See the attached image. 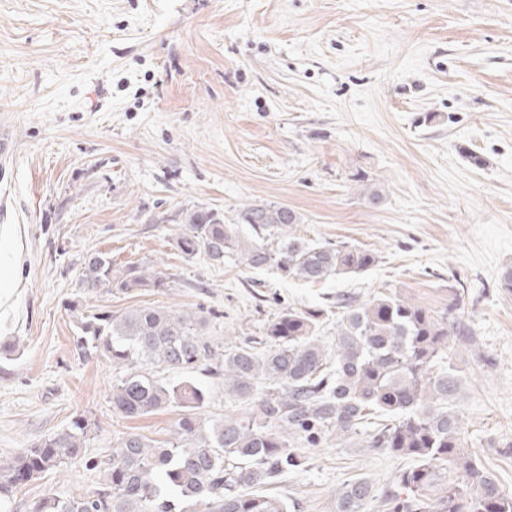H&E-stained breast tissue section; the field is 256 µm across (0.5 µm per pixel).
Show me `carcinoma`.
<instances>
[{
    "mask_svg": "<svg viewBox=\"0 0 512 512\" xmlns=\"http://www.w3.org/2000/svg\"><path fill=\"white\" fill-rule=\"evenodd\" d=\"M298 216L274 203L241 209L238 222L210 208L186 212L175 240L186 256L204 251L223 264L234 255L246 267L272 269L282 279L318 283L367 271L377 255L348 245L316 244L292 231ZM79 285L85 295L133 294L164 288L147 266L116 271L102 253L84 257ZM336 322V347L327 351L318 330L322 308H288L265 325L268 349L247 343L217 352L202 333L206 317L140 307L79 316L74 349L124 374L112 384V410L127 418L176 404L183 408L168 440L127 434L107 459L85 461L102 475L92 494L47 496L32 512H288L268 493L302 465L299 448L326 436H361L365 447L407 459L385 495L386 512H430L425 491L437 487L436 512H512V495L481 460L460 448L457 403L462 377L448 355L459 335L455 307L436 317L397 295L355 305ZM164 365L187 377L163 383L147 371ZM207 372L224 395L246 402V418L202 422L206 392L189 374ZM96 424L83 415L0 464V508L14 490L82 457ZM462 470L447 480L448 465ZM371 482L359 478L336 492L334 512H368Z\"/></svg>",
    "mask_w": 512,
    "mask_h": 512,
    "instance_id": "carcinoma-1",
    "label": "carcinoma"
}]
</instances>
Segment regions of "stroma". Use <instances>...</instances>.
<instances>
[{
    "label": "stroma",
    "mask_w": 512,
    "mask_h": 512,
    "mask_svg": "<svg viewBox=\"0 0 512 512\" xmlns=\"http://www.w3.org/2000/svg\"><path fill=\"white\" fill-rule=\"evenodd\" d=\"M0 460L67 426L97 428L9 512L90 494L129 433L163 441L181 414L113 412L118 372L72 350L68 310L204 311L221 347L261 339L282 310L319 307L334 349L337 295H399L468 334L461 444L512 493V0H0ZM293 209V230L377 253L352 278L309 285L205 252L180 253L182 213L236 222ZM147 264L165 288L82 295L84 256ZM272 494L333 512L369 477L381 499L404 462L361 439L303 449Z\"/></svg>",
    "instance_id": "1"
}]
</instances>
